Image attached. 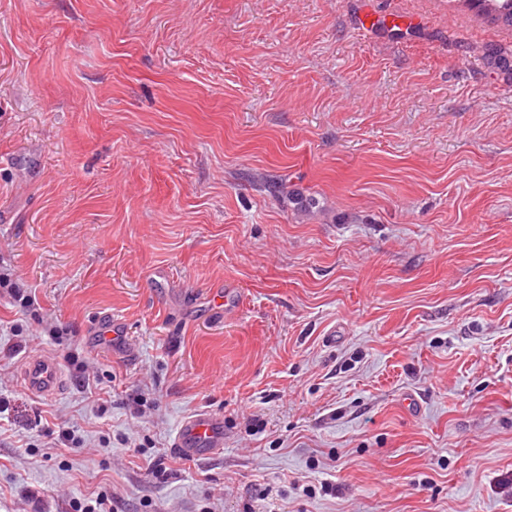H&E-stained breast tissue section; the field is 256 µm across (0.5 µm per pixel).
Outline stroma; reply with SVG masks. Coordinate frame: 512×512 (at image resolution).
<instances>
[{"label": "stroma", "mask_w": 512, "mask_h": 512, "mask_svg": "<svg viewBox=\"0 0 512 512\" xmlns=\"http://www.w3.org/2000/svg\"><path fill=\"white\" fill-rule=\"evenodd\" d=\"M490 46L452 0H0V512H512ZM21 376L26 390L38 396L56 394L62 382L57 363L40 355H31L23 362ZM177 455L190 460L209 458L224 450V418L201 409L183 419L174 433Z\"/></svg>", "instance_id": "obj_1"}]
</instances>
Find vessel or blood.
Returning <instances> with one entry per match:
<instances>
[{
    "mask_svg": "<svg viewBox=\"0 0 512 512\" xmlns=\"http://www.w3.org/2000/svg\"><path fill=\"white\" fill-rule=\"evenodd\" d=\"M21 376L26 390L38 396L56 394L62 382L57 363L39 355L23 362ZM173 448L177 455L190 460L206 459L223 451V417L205 409L186 417L174 433Z\"/></svg>",
    "mask_w": 512,
    "mask_h": 512,
    "instance_id": "obj_1",
    "label": "vessel or blood"
}]
</instances>
